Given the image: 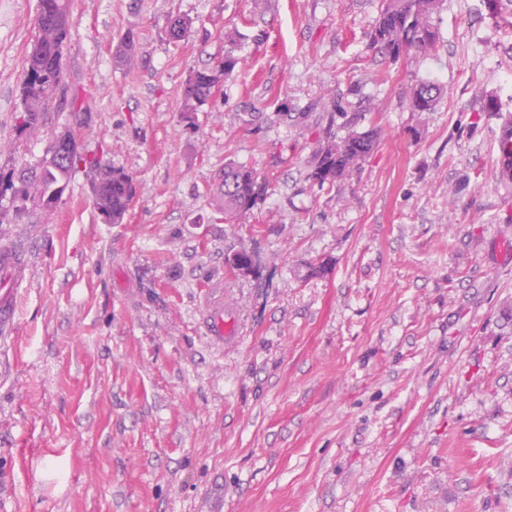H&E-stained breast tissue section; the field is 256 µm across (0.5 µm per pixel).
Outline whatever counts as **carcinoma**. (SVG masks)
Instances as JSON below:
<instances>
[{
    "label": "carcinoma",
    "instance_id": "carcinoma-1",
    "mask_svg": "<svg viewBox=\"0 0 512 512\" xmlns=\"http://www.w3.org/2000/svg\"><path fill=\"white\" fill-rule=\"evenodd\" d=\"M443 0H381L380 13L369 35L370 44L392 61L405 53L425 52L435 46L438 34L433 23ZM72 0H38L35 28L37 34L28 54L23 78V107L20 130L28 135L40 130L54 91L63 79V47L67 43ZM238 58L228 53L213 68L196 71L184 84L182 112L198 110L212 95L221 78L231 76ZM441 96L439 85L423 82L411 89L409 104L414 112H432ZM81 132L71 128L56 137L39 168L22 170L19 175L0 174V196L13 191L16 211L28 207L52 210L62 202L72 173L79 166H95L97 161L79 151ZM376 128L344 134L329 132L318 149L307 179L322 188L347 178L375 145ZM269 190V182L246 166H224L213 201L224 213V223L235 224L257 206ZM135 197L134 178L111 168L100 171L94 187V205L108 221L124 219Z\"/></svg>",
    "mask_w": 512,
    "mask_h": 512
}]
</instances>
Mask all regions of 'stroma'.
Returning <instances> with one entry per match:
<instances>
[{
    "label": "stroma",
    "instance_id": "35a3bbf8",
    "mask_svg": "<svg viewBox=\"0 0 512 512\" xmlns=\"http://www.w3.org/2000/svg\"><path fill=\"white\" fill-rule=\"evenodd\" d=\"M380 5L72 0L29 137L37 0H0V171L79 125L136 187L116 224L90 168L53 211L0 198V242L29 258L0 343V512H512V179L481 110L512 103V6L445 0L435 50L393 63L369 45ZM228 51L234 75L184 119L183 85ZM427 80L435 111H411ZM328 112L380 137L319 188ZM230 163L269 182L236 224L212 201ZM217 300L233 340L207 330Z\"/></svg>",
    "mask_w": 512,
    "mask_h": 512
}]
</instances>
